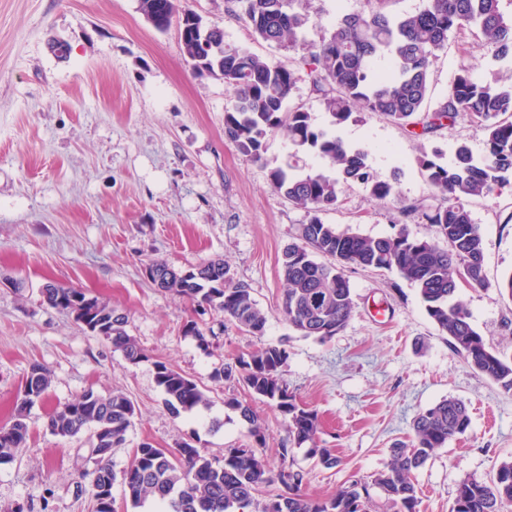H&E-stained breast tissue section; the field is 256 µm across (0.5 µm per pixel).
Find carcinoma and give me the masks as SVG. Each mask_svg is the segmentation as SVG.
I'll return each instance as SVG.
<instances>
[{
    "mask_svg": "<svg viewBox=\"0 0 512 512\" xmlns=\"http://www.w3.org/2000/svg\"><path fill=\"white\" fill-rule=\"evenodd\" d=\"M302 2L226 0V10L243 15L257 39L307 51L301 63L309 67L320 93V105L329 116L327 129L315 127L304 107L290 105L296 82L293 70L224 41V29L215 24L197 27L180 38L193 63L197 45L203 41L214 45L205 65L210 76L224 80L236 93L235 106L225 112L224 136L239 153L264 159L268 138L282 131L295 152L310 150L323 162V169L306 175L290 173L291 164L269 172L273 189L310 214L298 241L282 252L286 288L281 313L288 327L305 338L332 339L347 325L354 307L346 269L394 270L417 288L428 316L467 365L511 392L512 358H503L486 344L457 294L462 285L488 286L483 237L468 202L512 184V76L479 83L471 67L464 65L434 108L426 107V101L432 91L431 66L452 35L471 34L481 57L512 62V16L502 11L503 0H423L421 9L402 14L386 10L391 0H367V9L339 15L324 28L319 43L309 47L310 16L300 8ZM154 4L158 31L168 30L188 14L179 11L176 0H138L139 11L147 17ZM356 112L379 113L412 127V133L423 138L464 116L484 127L485 147L479 156L460 142L449 164L437 148L422 149L418 158L425 182L440 199L421 216L446 246L414 237L405 227L391 236L372 237L339 231L323 222L321 214L336 208L344 187L352 183L365 185L378 199L395 192L394 184L375 179L368 151L348 146L336 133ZM316 253L334 262H319ZM147 268L155 287L191 301L198 314L214 312L247 333L264 335L265 313L224 260L213 259L185 271L154 260ZM42 295L49 306L78 323L82 314L65 300L71 296L89 300L112 348L133 364L145 358L127 331V318L109 302L80 289L52 285ZM287 360L285 344L267 345L246 359L222 364L213 374L218 381L238 380L284 416L288 447L280 449L276 466L265 456L264 422L236 398L227 405L249 424L250 443L207 456L190 440L173 448L143 441L119 474L112 466V449L126 444L136 415L134 403L124 393L87 390L52 409L47 430L61 438L89 434L93 468L82 472L81 479L91 487L92 512H114L112 487L118 479L132 506L142 507L151 500L161 512H245L250 507L256 512H372V488L384 496L392 512H417L412 474L436 449L467 433L471 419L465 402L446 398L419 412L409 442L391 450L386 468L371 481L353 480L327 498H312L303 491L305 472L288 460L292 450L307 447L308 456L325 469L338 467L341 460L334 449L320 445L316 410L299 403L290 392L284 377ZM155 381L165 406L176 414L210 405L198 380L165 362L155 363ZM49 386V371L32 365L24 378L19 408L10 423L0 426V464L12 462L26 444V410L47 398ZM274 485L282 487L280 493L262 502L256 498L263 488ZM451 512H512V459L503 460L488 481L462 479Z\"/></svg>",
    "mask_w": 512,
    "mask_h": 512,
    "instance_id": "carcinoma-1",
    "label": "carcinoma"
}]
</instances>
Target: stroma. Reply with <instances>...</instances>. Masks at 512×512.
I'll list each match as a JSON object with an SVG mask.
<instances>
[{
	"mask_svg": "<svg viewBox=\"0 0 512 512\" xmlns=\"http://www.w3.org/2000/svg\"><path fill=\"white\" fill-rule=\"evenodd\" d=\"M178 3L223 28L227 42L294 70L292 103L304 105L315 126H327L309 71L299 65L301 49L256 40L244 17L225 12L224 0ZM53 40L68 43L67 58L51 51ZM235 102L223 80L194 73L177 29L157 32L137 0H0V424L20 403L30 367L51 373L47 399L27 410L26 445L0 465V512H91L89 494L78 488L81 472L93 467L86 435L62 439L46 428L53 407L89 389L122 391L136 407L125 447L112 454L115 471L144 441L171 448L193 438L211 455L247 444L248 423L227 405L233 397L264 421L266 451L276 458L288 446L280 412L211 374L281 342L290 390L317 411L322 445L342 458L327 470L305 449L293 450L311 497L383 470L390 448L408 440L415 414L448 397L468 404L471 425L415 472L418 512H450L461 479H490L512 456V392L466 365L397 273L347 269L354 310L331 340L289 330L280 311V259L309 215L272 188L269 171L290 162L303 174L321 160L295 153L282 133L269 138L264 162L240 154L224 136V113ZM338 134L367 149L376 179L396 182L398 193L376 200L363 185L347 186L323 221L374 237L403 225L415 237H434L431 225L406 212L435 203L417 164L423 144L409 128L357 112ZM485 139L479 123L461 118L425 145L449 158L459 142L482 154ZM469 209L483 236L489 285L461 289L460 297L487 343L512 357V299L497 287L512 274V188ZM218 257L266 313V332L254 336L228 323L204 348L184 333L191 305L155 288L145 266L163 259L188 268ZM49 283L117 308L144 359L127 362L45 304L41 290ZM158 361L199 379L210 407L169 411L155 382Z\"/></svg>",
	"mask_w": 512,
	"mask_h": 512,
	"instance_id": "35a3bbf8",
	"label": "stroma"
}]
</instances>
